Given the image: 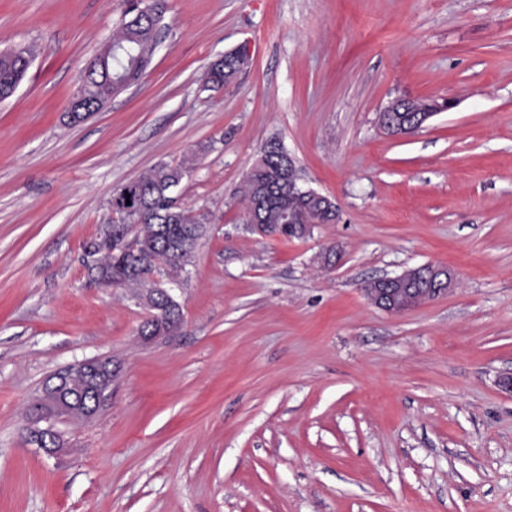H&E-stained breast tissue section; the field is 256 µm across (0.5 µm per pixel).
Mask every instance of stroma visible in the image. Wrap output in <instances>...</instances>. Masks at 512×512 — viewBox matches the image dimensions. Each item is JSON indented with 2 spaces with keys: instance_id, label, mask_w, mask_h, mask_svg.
Listing matches in <instances>:
<instances>
[{
  "instance_id": "1",
  "label": "stroma",
  "mask_w": 512,
  "mask_h": 512,
  "mask_svg": "<svg viewBox=\"0 0 512 512\" xmlns=\"http://www.w3.org/2000/svg\"><path fill=\"white\" fill-rule=\"evenodd\" d=\"M146 2L144 75L73 124L125 0H0V50L35 52L0 102V512H512V0ZM240 47L235 82L204 87ZM405 96L455 105L395 139L378 117ZM273 137L339 209L302 242L233 196ZM190 154L179 194L210 224L180 330L146 343L86 246L114 188ZM427 263L450 292L368 301ZM100 357L96 416L58 423V454L25 443L45 379ZM455 272L444 266L425 264L394 276L368 281L364 292L377 308L401 314L446 293L455 284ZM419 284L420 288H412Z\"/></svg>"
}]
</instances>
